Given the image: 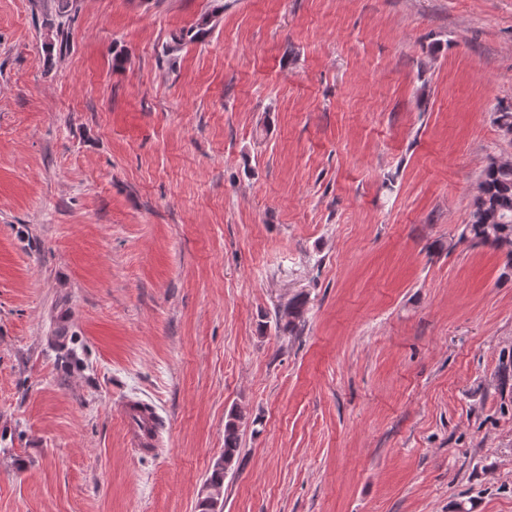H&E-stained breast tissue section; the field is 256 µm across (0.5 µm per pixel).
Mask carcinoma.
Wrapping results in <instances>:
<instances>
[{"mask_svg":"<svg viewBox=\"0 0 512 512\" xmlns=\"http://www.w3.org/2000/svg\"><path fill=\"white\" fill-rule=\"evenodd\" d=\"M459 239L488 245L505 253L507 261L502 275H512V159H488L478 186L468 224ZM305 300L297 295L288 302V321L283 330L297 334L304 329ZM241 414L228 415L224 424V452L215 462L205 484L221 488L227 470L239 455V422Z\"/></svg>","mask_w":512,"mask_h":512,"instance_id":"carcinoma-1","label":"carcinoma"}]
</instances>
